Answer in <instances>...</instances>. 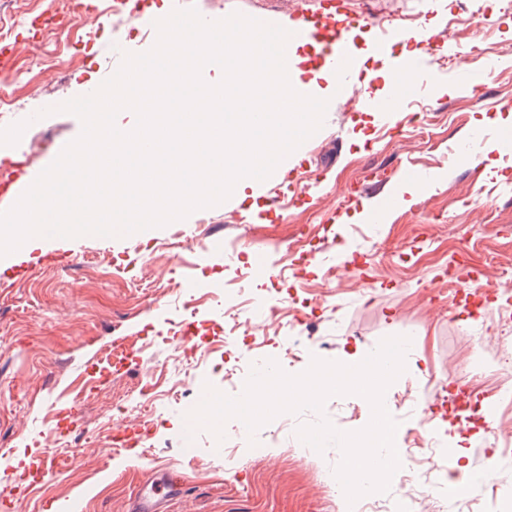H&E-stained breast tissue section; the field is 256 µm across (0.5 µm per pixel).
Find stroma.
Segmentation results:
<instances>
[{"instance_id": "stroma-1", "label": "stroma", "mask_w": 512, "mask_h": 512, "mask_svg": "<svg viewBox=\"0 0 512 512\" xmlns=\"http://www.w3.org/2000/svg\"><path fill=\"white\" fill-rule=\"evenodd\" d=\"M79 18L66 30L28 28L37 16L66 13L68 0H0V38L14 50L0 68V88L13 111L0 128L28 126L16 146H0V169L38 176L75 140L82 123L60 104L88 94L112 76L121 52L154 45L151 0H126L131 31H115L111 0H81ZM388 22L391 56L418 53L400 40L396 25L451 31L445 53L465 68L422 63L399 111L378 112L388 96L386 59L373 56L378 33L357 36L355 68L368 76L365 94L349 107L335 93L322 127L288 157L283 188L304 191L285 215L230 197L178 224L125 237H47L15 256L31 264L22 280L0 279V512H57L65 496L82 494L87 512H130L134 478L165 469L181 487L167 512H348L333 474L342 453L310 451L301 425L326 416L342 431L371 419L360 396L333 397L323 414L283 413L248 433L226 422V444L206 430L196 446L183 445L184 408L197 404L205 385L226 391L227 370L252 369L258 358L285 346L297 354L281 362L290 375L312 358L342 363L373 352L390 336L410 337L405 371L387 389L384 404L399 422L396 446L411 431L435 428L448 451L462 449L470 472L494 465L512 478V449L496 428L512 425V401L491 405L490 395L512 387L492 335L497 307L512 267V148L487 145L475 157L449 163L448 150L491 120L512 129V11L482 0L473 15L462 0H347ZM325 0H181L208 21L238 12L255 19L317 17ZM484 41L471 46L473 27ZM380 168L390 180L363 194L365 172ZM426 189L411 206L393 203L377 224L357 221L381 197L394 198L402 177ZM481 266L491 287L451 292L448 270L460 254ZM265 256L266 267L256 265ZM340 276L325 278L332 269ZM278 298L289 333L275 329L239 336L225 348L235 319L256 303ZM191 328L187 352L167 341L169 330ZM126 337L129 354L113 357L110 342ZM465 379L488 391L473 407L449 409L437 395ZM412 386L413 397L394 403ZM79 405L73 420L60 410ZM463 429H454V422ZM137 438L135 451L117 450L116 436ZM292 455L281 454V447ZM70 458L69 468L41 472L43 453ZM462 500L441 501V512H512L503 490L484 483L463 488Z\"/></svg>"}]
</instances>
